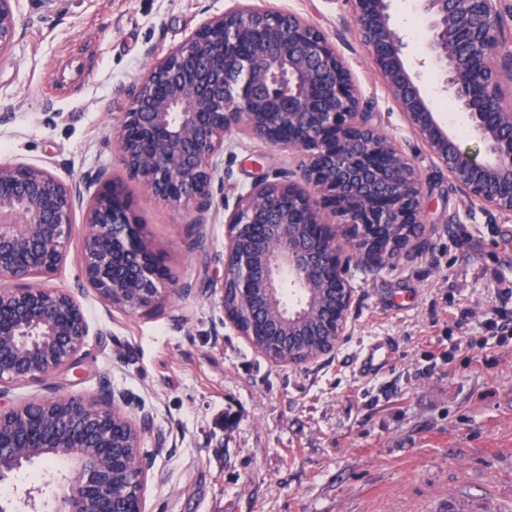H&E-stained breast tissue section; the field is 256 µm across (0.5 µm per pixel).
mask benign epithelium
Returning a JSON list of instances; mask_svg holds the SVG:
<instances>
[{
	"mask_svg": "<svg viewBox=\"0 0 512 512\" xmlns=\"http://www.w3.org/2000/svg\"><path fill=\"white\" fill-rule=\"evenodd\" d=\"M14 0H0V55L19 36ZM361 44L392 101L456 191L484 209L512 213V3L422 0L428 50L442 90L467 114L485 147H464L438 123L409 74L404 43L390 23L391 0H346ZM128 174L157 198L186 210L204 247L224 140L248 135L302 156L299 172L273 170L224 207L220 304L253 311L258 335L293 349L298 337H323L307 360L333 352L354 302L345 270L347 239L360 261L381 268L415 245L427 223V185L410 156L374 123L336 44L303 17L237 0L151 61L126 111L117 116ZM96 186L84 199L82 188ZM85 227L82 278L107 306L149 310L163 292L187 295L156 255L123 185L103 172L64 182L49 169L0 163V398L7 385L46 380L76 367L89 324L78 298L43 278L65 263L74 213ZM300 291L282 302L283 277ZM0 406V482L25 466L63 460L69 475L56 512H143L150 462L137 451L144 434L168 448L153 417L133 416L128 398L103 383L89 397H47ZM130 476L112 487V464Z\"/></svg>",
	"mask_w": 512,
	"mask_h": 512,
	"instance_id": "benign-epithelium-1",
	"label": "benign epithelium"
}]
</instances>
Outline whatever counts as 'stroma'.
Here are the masks:
<instances>
[{
    "label": "stroma",
    "mask_w": 512,
    "mask_h": 512,
    "mask_svg": "<svg viewBox=\"0 0 512 512\" xmlns=\"http://www.w3.org/2000/svg\"><path fill=\"white\" fill-rule=\"evenodd\" d=\"M298 14L344 55L375 105L374 121L427 181L429 223L421 247L375 270L350 261L355 303L334 352L299 365L276 363L226 321L221 285L225 204L272 167L299 156L241 135L224 144L218 192L193 249L183 210L125 171L116 117L151 58L164 56L235 0H15L22 34L0 55V161L43 166L70 182L102 171L132 198L153 250L189 295H164L129 314L79 289L83 224L64 266L47 277L76 289L89 322L76 368L47 381L13 383L0 404L47 396L89 397L102 381L145 405L168 451H140L153 465L144 512H512V337L487 321L512 315V213L485 212L439 173L406 125L363 49L345 0H254ZM418 0H396L391 24L412 73L443 122L478 149L462 112L441 90L416 30ZM390 345L378 375L360 372L361 347Z\"/></svg>",
    "instance_id": "35a3bbf8"
}]
</instances>
